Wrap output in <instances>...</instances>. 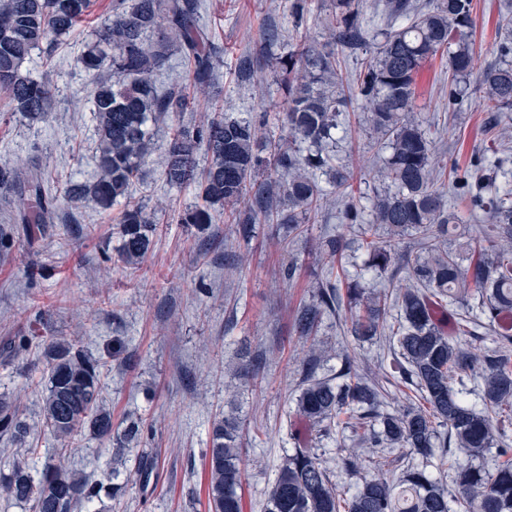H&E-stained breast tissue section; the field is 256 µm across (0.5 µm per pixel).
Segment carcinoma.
<instances>
[{
	"label": "carcinoma",
	"instance_id": "1",
	"mask_svg": "<svg viewBox=\"0 0 512 512\" xmlns=\"http://www.w3.org/2000/svg\"><path fill=\"white\" fill-rule=\"evenodd\" d=\"M365 0H335L329 22L331 39L343 52H356L367 42L363 24ZM389 16L406 24L384 33L376 56L356 78L361 112L370 130L390 149L373 175L391 189L371 200L370 220L355 201L354 175L333 165L329 146L346 115L347 99L339 90L336 55L309 47L279 58L288 109L284 123L288 141L308 142L317 150L305 156L276 143L263 144L261 121L224 114V106L208 96L188 99L178 92L162 93L153 77L169 63L172 48L181 50L196 87L212 83L220 48L199 26L201 0H113L112 17L80 57L91 78L90 95L97 126L98 178L90 186L67 189L70 201L91 199L109 209L128 194L141 163L152 151L149 124L181 112H204L199 125L172 128L165 165L172 186L198 184L206 205L186 214V224L211 222L208 206L224 205V220L251 232L258 215L288 225V235L322 211L325 201L316 173L332 172L336 195L344 201L341 221L361 224L358 248L365 250V267L389 275L391 289L365 296L361 281L350 275L336 283L318 284L316 303L301 308L296 327L306 341L317 334L321 316L344 313L347 331L358 338L389 333L395 355L396 378L419 393L423 404L397 413L384 412L386 389L381 380L359 371L345 358L342 382L315 376L316 348L302 363L296 398L297 415L309 429L329 432L341 423L353 434V446L402 448L425 459L436 448H457L451 462L460 512H512V185L498 182L483 157L471 158L451 171L457 199L468 203L475 224L464 223L456 207L446 204L433 139L414 115L415 75L422 63L441 50L448 53V109L463 107L460 79L476 75L483 89L482 107L488 112L512 110V35L498 45L501 62L481 65L471 46L473 0H435L418 10L410 0H387ZM89 0H0V112H20L34 121L47 116L51 90L23 69L33 52L68 35L83 19ZM269 150L275 168L287 178L255 182ZM210 156L198 169L199 153ZM45 173L0 167V186L6 188L21 220L33 207L42 218L54 213V197L45 189ZM249 213L241 217L240 206ZM120 260L136 265L147 254L153 232L142 207L126 204L120 221ZM383 229L393 239H417L418 254H399L375 240ZM455 238L466 255L442 247ZM332 262L342 263L351 248L343 237L326 243ZM479 295L483 319L477 320L449 306ZM396 310L398 325L387 322ZM494 334L496 349L474 352L483 340L481 330ZM48 384L41 413L48 431L68 442L88 428L107 436L112 416L99 403L98 364L64 339L44 351ZM471 374L481 384L482 406L466 403L453 387L455 378ZM0 431L23 447L27 431L13 401L0 395ZM140 435L131 422L117 440L115 455ZM242 427L234 417L213 426L207 449L209 512H243L240 493ZM498 450L491 471L476 468L471 458ZM8 473L0 476V497L31 505L32 512H70L72 506L100 496L103 486L49 459L39 475L19 458L5 457ZM264 512H451L448 491L426 470L408 466L399 481L386 477L362 480L355 493L341 498L328 470L311 448L299 447L284 458L268 494Z\"/></svg>",
	"mask_w": 512,
	"mask_h": 512
}]
</instances>
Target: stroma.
<instances>
[{
    "mask_svg": "<svg viewBox=\"0 0 512 512\" xmlns=\"http://www.w3.org/2000/svg\"><path fill=\"white\" fill-rule=\"evenodd\" d=\"M292 0H203L201 26L224 48L210 89L227 116L265 121L264 133L282 137L277 123L287 97L276 71L277 57L304 40L329 48L325 21L333 0H306L292 19ZM112 11V0H91L87 17L59 44L51 63L33 53L27 68L35 79H49L52 118L29 121L17 112H0V167L20 166L50 173L49 193L57 200L54 221L29 238L14 221L15 208L0 196V393L10 394L29 433L20 451L31 469H41L57 443L41 416L46 369L43 344L68 339L102 365L101 398L112 413L110 436L82 431L69 444L64 465L88 482L117 484V497L82 502L73 512H208L203 454L214 420L236 414L244 429L243 512H263L284 457L297 442L295 398L301 363L310 346L295 328L297 311L314 301L316 283L341 271L360 273L366 294L383 292L387 276L364 268V251H349L343 267H329L322 247L336 235L355 239L358 228L342 223L340 206L328 202L301 236L289 238L283 224L255 225L243 238L224 221V208L211 206L208 224H187L185 214L198 205L195 185L173 187L164 168L169 125L153 129L154 150L130 189L129 202L142 206L156 231L145 258L136 265L118 261L121 245L116 203L103 210L93 203L72 204L68 185L92 184L98 176L96 121L89 75L80 57ZM512 18V0H475L473 48L481 63L497 62L496 32ZM275 27L276 45L260 33ZM261 63L254 78L239 76L242 58ZM416 103L431 126L434 149L445 165L467 164L474 153L500 148V128L481 106L476 77L465 84L461 110L448 109V56L437 53L415 77ZM388 154L363 121L361 112L336 132V156L360 177L368 199L383 191L370 179ZM317 338L327 344L317 373L335 376L343 357L378 375H391L393 354L385 337L354 339L343 316L323 317ZM260 359L261 373L249 379L232 368L237 360ZM133 421L143 432L114 466V433ZM345 430L310 435L333 483L354 493L363 478L394 479L403 466L426 465L451 485V472L438 460L423 462L398 448L358 449V468L349 471L340 446ZM158 465L149 483L133 471L140 457Z\"/></svg>",
    "mask_w": 512,
    "mask_h": 512,
    "instance_id": "obj_1",
    "label": "stroma"
}]
</instances>
